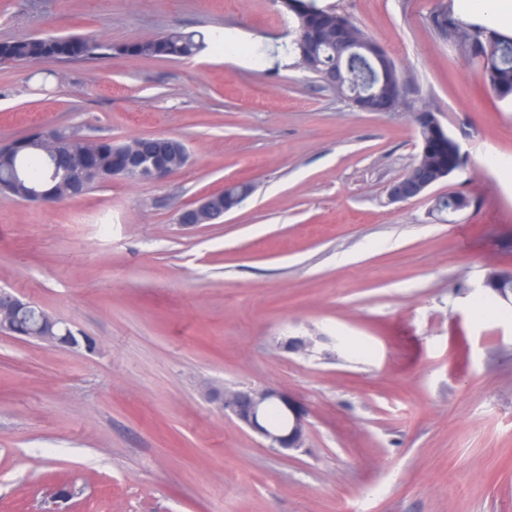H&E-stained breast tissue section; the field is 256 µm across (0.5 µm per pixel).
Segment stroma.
I'll return each mask as SVG.
<instances>
[{
	"label": "stroma",
	"instance_id": "stroma-1",
	"mask_svg": "<svg viewBox=\"0 0 512 512\" xmlns=\"http://www.w3.org/2000/svg\"><path fill=\"white\" fill-rule=\"evenodd\" d=\"M438 0H316L350 16L432 106L469 207L391 201L420 151L409 112H362L281 50L279 0H0V39L115 43L172 28L244 50L0 65V145L38 127L180 139L161 181L78 199L0 194V287L93 351L0 337V512H512V100L428 17ZM255 190L209 224L181 210ZM319 334L311 354L288 339ZM271 386L309 436L288 454L200 391ZM247 187L240 182L226 183L222 190L204 196L196 205L181 211L178 217L179 224L195 226L200 223V218L204 214L210 215V221L223 217L225 214L235 210L251 195L252 190L244 192V189ZM235 191H238V194H235ZM222 197H224V207L220 204ZM482 288L502 297L504 300H509L510 295V303H512V270L509 274L498 270L489 271L483 280Z\"/></svg>",
	"mask_w": 512,
	"mask_h": 512
}]
</instances>
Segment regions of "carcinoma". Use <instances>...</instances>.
<instances>
[{"instance_id": "obj_1", "label": "carcinoma", "mask_w": 512, "mask_h": 512, "mask_svg": "<svg viewBox=\"0 0 512 512\" xmlns=\"http://www.w3.org/2000/svg\"><path fill=\"white\" fill-rule=\"evenodd\" d=\"M297 7L294 15L299 17L300 28L305 39L311 41V73L320 76L330 65L341 64L348 76L350 86L383 92L388 84H398L401 77L394 61L379 44L362 28L343 17L352 33L368 47L365 54L348 55L332 38L336 30L334 10L320 9L310 0H294ZM434 31L443 38H450L458 50L473 62L482 64L483 80L487 87L501 100L512 98V34L494 29L490 21H464L446 7L429 16ZM215 44V40L204 42L195 39L192 33L179 29L147 39L124 43H112L96 37L50 36L42 38H12L0 41V64L37 63L41 60H67L73 55L75 46L81 47V57L99 59L112 55L137 58H182L190 59L200 51ZM60 145L63 151L80 154L91 146L98 148V171L83 183L75 193L67 183L59 180L44 181L45 155L38 144L16 148L11 144L0 147V185L15 184L27 192L41 187L49 189L48 197L55 201L73 199L85 195L104 182L112 179V152L125 146L110 139L96 142L80 135L76 130L62 134Z\"/></svg>"}]
</instances>
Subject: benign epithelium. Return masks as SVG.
<instances>
[{
    "mask_svg": "<svg viewBox=\"0 0 512 512\" xmlns=\"http://www.w3.org/2000/svg\"><path fill=\"white\" fill-rule=\"evenodd\" d=\"M346 73L341 67L327 68L321 78L326 85L336 89L344 86ZM352 104L361 112H391L394 104L380 101L370 94L354 93ZM411 118L416 127L423 130L419 137L420 153L437 159L435 166L421 167L392 181L387 193L393 201H408L430 197L433 208L450 214L463 211L469 205L466 195L457 191L429 195V191L443 182L461 166L459 145L450 137L436 112H413ZM44 154L50 167V175L64 171L79 180H85L96 170L94 157L90 154L62 156L53 149L56 138L43 133ZM169 151L168 138L163 136L141 137L112 156V174L124 178L137 172L146 174L151 180H162L171 175V170L161 158ZM250 193L245 185L230 182L224 188L201 198L196 205L179 214L178 222L195 226L203 215L214 221L235 210ZM482 288L507 300L512 296V272L489 271ZM0 335H8L48 348H91L86 336H77L54 314L38 303L0 289ZM204 393L218 402L224 411L232 414L240 423L251 429L269 443V447L283 451H298L305 446L309 426L302 412L282 392L269 387L229 389L207 384ZM271 406L280 407L286 415V424L278 429L266 423V411Z\"/></svg>",
    "mask_w": 512,
    "mask_h": 512,
    "instance_id": "7a95c632",
    "label": "benign epithelium"
}]
</instances>
